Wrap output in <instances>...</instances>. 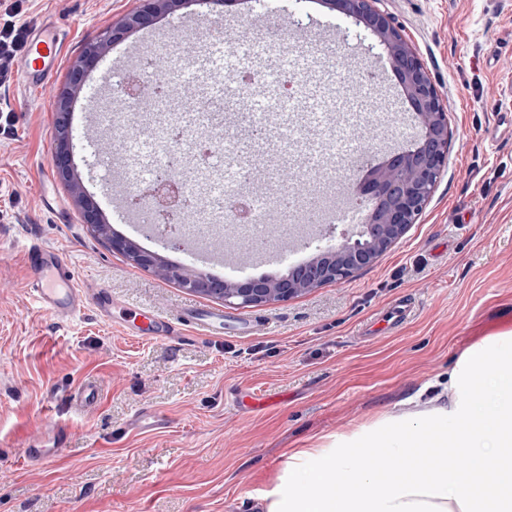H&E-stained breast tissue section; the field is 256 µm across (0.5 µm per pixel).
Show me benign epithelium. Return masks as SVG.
Listing matches in <instances>:
<instances>
[{"label": "benign epithelium", "mask_w": 512, "mask_h": 512, "mask_svg": "<svg viewBox=\"0 0 512 512\" xmlns=\"http://www.w3.org/2000/svg\"><path fill=\"white\" fill-rule=\"evenodd\" d=\"M192 0H140V6L124 15L75 62L66 81L54 97L61 141L56 144L53 163L61 179L72 184L88 224L100 223V213L90 196L75 181L71 166L74 135L70 124V103L82 89L84 77L95 68L112 44L129 34L154 25L162 15H174ZM332 11L364 25L383 46L392 72L422 127L417 141L400 153L377 164L366 165L354 188L358 195L374 202L364 233L369 243L344 248L328 247L278 281L245 278L236 281L214 280L206 275L178 277L182 288L205 296H223L224 302L252 307L286 302L304 291L338 282L372 265L377 257L400 240L416 215L422 213L437 180L448 148V118L438 92L412 46L403 38L390 15L376 7V0H325ZM112 248L123 252L137 266L150 267L159 256L137 250L131 241L114 237Z\"/></svg>", "instance_id": "obj_1"}]
</instances>
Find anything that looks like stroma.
Masks as SVG:
<instances>
[{"mask_svg": "<svg viewBox=\"0 0 512 512\" xmlns=\"http://www.w3.org/2000/svg\"><path fill=\"white\" fill-rule=\"evenodd\" d=\"M139 0H25L21 21L53 18L66 38L64 58L40 89L21 82L15 64L0 86V110L13 112L12 133L0 132V512H249L248 497L264 487L288 448L345 432L447 372L481 338L512 329V138L489 143L487 128L512 111V0H379L424 63L447 112L451 137L445 165L416 224L369 267L338 283L288 301L255 307L199 297L155 268H143L86 224L71 187L55 180L48 203L40 179L53 172L46 142L55 141L53 94L84 48ZM337 31L334 44L310 46L297 71L301 97L335 100L360 94L369 110L347 135L359 146L380 139L408 147L421 128L386 66L375 39L319 0H243L216 13L193 0L177 14L134 32L112 48L120 71L166 74L167 87L193 90L198 105L234 100L213 94L251 42L270 40L272 28ZM210 54L212 69L193 61ZM152 92L134 107L135 123L117 130L112 152L145 157L162 137ZM232 167L195 155L212 171L203 187L248 194L292 195V223L275 211L266 224L298 245L279 261L228 269L164 249L165 264L226 280L287 273L318 249L356 239L358 224L305 223L318 174L296 155L268 156L234 134ZM100 144L75 150L74 172L97 203L111 234L141 247L138 224L113 208V180L105 175ZM265 180L245 179L244 165ZM39 237L65 250L82 277L109 288L131 309L173 315L202 301L225 317L257 320L250 334L209 336L187 329L181 341H147L100 320L94 308L60 322L37 312L27 290L21 246ZM407 299L411 317L392 332L369 327L383 308ZM98 388L94 409L80 412L71 398L83 385ZM268 397L259 413H239L247 394ZM143 408L164 414L169 429H132ZM57 444L56 460L30 467L19 451Z\"/></svg>", "mask_w": 512, "mask_h": 512, "instance_id": "1", "label": "stroma"}]
</instances>
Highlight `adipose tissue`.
Instances as JSON below:
<instances>
[{
  "mask_svg": "<svg viewBox=\"0 0 512 512\" xmlns=\"http://www.w3.org/2000/svg\"><path fill=\"white\" fill-rule=\"evenodd\" d=\"M378 447L395 468L373 466ZM452 448L465 469L449 468ZM252 500L253 512H512V330L469 345L391 409L288 449Z\"/></svg>",
  "mask_w": 512,
  "mask_h": 512,
  "instance_id": "ef3b65f1",
  "label": "adipose tissue"
}]
</instances>
